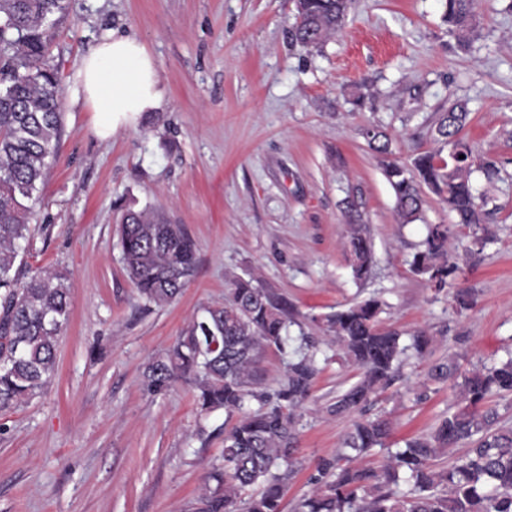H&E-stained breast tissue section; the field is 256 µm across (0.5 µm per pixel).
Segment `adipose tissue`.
Masks as SVG:
<instances>
[{
    "instance_id": "1",
    "label": "adipose tissue",
    "mask_w": 512,
    "mask_h": 512,
    "mask_svg": "<svg viewBox=\"0 0 512 512\" xmlns=\"http://www.w3.org/2000/svg\"><path fill=\"white\" fill-rule=\"evenodd\" d=\"M82 92L93 114L96 136L106 139L158 106V74L143 44L134 36L107 32L83 56Z\"/></svg>"
}]
</instances>
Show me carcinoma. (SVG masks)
<instances>
[{"instance_id":"carcinoma-1","label":"carcinoma","mask_w":512,"mask_h":512,"mask_svg":"<svg viewBox=\"0 0 512 512\" xmlns=\"http://www.w3.org/2000/svg\"><path fill=\"white\" fill-rule=\"evenodd\" d=\"M351 0H297L293 42L317 48L335 35ZM475 0H446V19L458 40L474 32ZM66 12V0H0V412L27 403L54 378L59 335L70 318L69 278L42 270L24 276L17 265L21 243L29 241L34 192L42 183L62 133L58 68L45 61L47 29ZM468 112L453 104L435 123L441 148L417 155L411 168L384 164L394 189L397 215L410 223L422 211L426 187L454 212L458 223L474 227L467 255L481 253L494 241L483 225L484 205L469 183L473 169L492 180L498 162L477 157L462 138ZM367 143L381 157L391 155L383 130L369 127ZM448 148V158L442 157ZM357 206L347 202L346 247L355 278L373 263L367 231L356 219ZM121 259L139 297L147 305L173 301L198 269L197 246L188 231L158 211L125 209L119 221ZM437 292L452 286L458 265L448 255V226L429 227L423 249L411 262ZM383 303L374 297L340 308L312 321L359 371V378L336 394L328 407L335 415L364 413L377 393L402 378L408 351L425 353L431 338L380 325ZM297 324L286 304L251 280L236 279L224 302L203 308L173 347L151 359L142 372L152 393L178 381L192 383L200 410H224L234 418L225 424L223 463L210 473L197 512H282L283 465L296 451L299 410L308 400L320 372L315 345L299 330L295 358L288 362L283 403L269 405L261 390L260 363L282 350ZM428 378L449 381L457 409L427 435L391 450L387 441L395 423L387 414L353 424L345 450L321 460L313 489L297 512H512V427L499 423L484 408L493 396L512 393V356L491 366L461 371L454 359L431 366ZM255 400L259 407L248 410ZM466 452L450 464L440 460L453 448ZM387 452L380 466L361 463L375 449ZM408 489H397L399 483Z\"/></svg>"}]
</instances>
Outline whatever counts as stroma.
I'll return each instance as SVG.
<instances>
[{
  "mask_svg": "<svg viewBox=\"0 0 512 512\" xmlns=\"http://www.w3.org/2000/svg\"><path fill=\"white\" fill-rule=\"evenodd\" d=\"M444 12L445 0H353L341 30L306 49L289 39L296 0H67L46 55L62 77L63 131L22 257L27 271L68 274L71 314L51 384L0 412V512H195L222 460L226 415L200 412L184 382L149 393L141 373L237 277L287 302L319 340L284 512L354 422L326 408L357 372L309 317L376 297L383 325L432 337L372 407L394 418L395 448L431 432L454 401L449 383L428 381L430 365L454 357L469 370L512 348V0H476L466 48ZM112 29L145 46L161 101L103 140L78 69ZM455 101L469 111L462 134L474 154L501 167L492 182L470 177L496 234L475 259L465 256L472 228L432 192L419 220L398 221L382 159L362 135L382 126L393 160L410 163L437 149L436 118ZM350 200L373 249L360 280L345 248ZM129 206L164 213L197 243V273L166 305L145 306L121 263ZM431 224L449 227L467 311L410 269Z\"/></svg>",
  "mask_w": 512,
  "mask_h": 512,
  "instance_id": "35a3bbf8",
  "label": "stroma"
}]
</instances>
